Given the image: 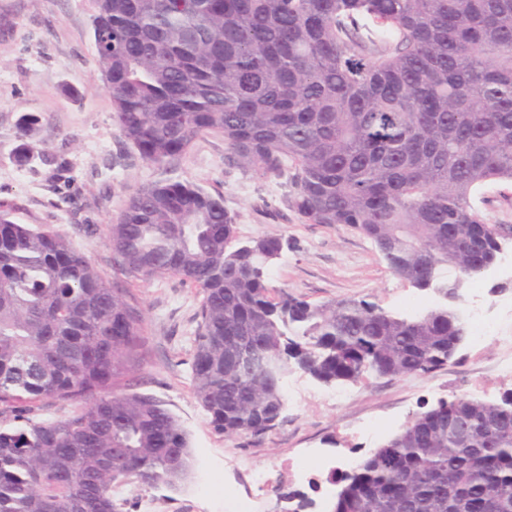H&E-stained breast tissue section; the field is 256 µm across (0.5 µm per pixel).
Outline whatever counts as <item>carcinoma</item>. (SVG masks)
Masks as SVG:
<instances>
[{
	"instance_id": "obj_1",
	"label": "carcinoma",
	"mask_w": 512,
	"mask_h": 512,
	"mask_svg": "<svg viewBox=\"0 0 512 512\" xmlns=\"http://www.w3.org/2000/svg\"><path fill=\"white\" fill-rule=\"evenodd\" d=\"M97 3L98 63L143 160L166 169L220 132L227 165L289 177L305 222L359 231L394 275L445 297L406 315L273 294L281 236L238 241L197 183L139 187L107 243L127 277L200 289L191 381L214 430H275L292 370L332 383L447 365L464 283L512 237L475 206L512 183V0ZM143 329L129 289L0 202V512H119L125 485L188 478L187 432L129 378ZM336 483L334 512H512V394L440 401Z\"/></svg>"
}]
</instances>
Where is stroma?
<instances>
[{"label":"stroma","instance_id":"obj_1","mask_svg":"<svg viewBox=\"0 0 512 512\" xmlns=\"http://www.w3.org/2000/svg\"><path fill=\"white\" fill-rule=\"evenodd\" d=\"M96 0H0V201L13 206L16 222L69 234L106 278H118L106 241L108 226L137 188L154 180L157 169L143 161L120 132L97 63L93 37ZM32 118L21 135V116ZM40 156L23 163V144ZM220 134L198 139L176 163L175 177L200 184L224 198L236 216L237 237L246 241L281 234L283 250L270 283L322 303L364 297L403 311L427 307L429 295L396 277L374 243L343 224H307L285 201L278 181L242 172L224 162ZM476 204L487 223L512 224V184L490 183ZM126 288L144 313L146 361L142 392L162 400L185 428L192 459L190 478L180 489L132 485L122 494L121 512H223V497L200 495V485L235 486L225 456L248 458L273 471L286 490L295 485L281 461L296 448L330 453L339 448L375 449L392 430L372 438L355 436L359 421L371 418L403 426L416 413L479 386L488 401L512 393L493 370L499 356L494 340L475 350L464 338L448 365L402 379L369 376L348 384L349 398L336 405L287 402L283 422L262 442L216 432L191 383L197 331L195 313L202 295L174 277L129 278Z\"/></svg>","mask_w":512,"mask_h":512}]
</instances>
